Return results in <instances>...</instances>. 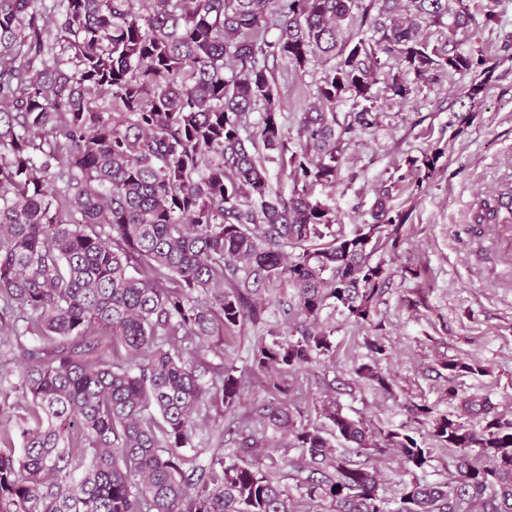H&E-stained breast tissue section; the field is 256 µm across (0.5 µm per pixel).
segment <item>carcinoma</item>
<instances>
[{
  "mask_svg": "<svg viewBox=\"0 0 512 512\" xmlns=\"http://www.w3.org/2000/svg\"><path fill=\"white\" fill-rule=\"evenodd\" d=\"M39 2L0 0V387L17 372L22 392V412L0 424V512H299L276 472L252 463L270 430L298 449L288 467L300 498L331 512H512V423L476 434L435 418L457 478L401 480L392 509L372 452L396 450L410 473L431 449L334 404L330 427L302 424L276 399L333 350L308 323L336 308L370 321L387 281L373 256L399 245L407 221L387 207L385 181L373 222L338 235L309 186L334 185L346 138L377 124L381 57L420 77L473 67L472 52L420 36L425 23L468 28L464 0H409L405 21L400 0ZM355 20L372 35L342 38ZM316 56L334 63L295 150L268 60L302 68ZM270 163L301 191L274 192ZM497 218L488 204L471 231ZM283 280L300 337L272 331L257 345L251 371L275 399L256 403L226 448L210 410L235 411L244 374L205 355L259 321L253 298ZM354 374L389 390L372 365ZM212 441L199 471L185 449Z\"/></svg>",
  "mask_w": 512,
  "mask_h": 512,
  "instance_id": "1",
  "label": "carcinoma"
}]
</instances>
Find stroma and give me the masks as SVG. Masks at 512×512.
<instances>
[{"mask_svg":"<svg viewBox=\"0 0 512 512\" xmlns=\"http://www.w3.org/2000/svg\"><path fill=\"white\" fill-rule=\"evenodd\" d=\"M490 26L468 33L424 27L434 45L474 49L480 62L467 72H440L430 80L391 63L381 67L374 87L381 112L374 128L347 140L331 187L311 194L332 211L335 228L350 233L371 221L376 190L388 177L397 183L388 201L409 219L396 251L380 255L389 280L369 323L358 325L340 311L325 310L320 328L335 346L329 356L299 372L290 397L295 418L323 424L320 408L337 401L343 414L373 430L400 428L431 451L416 477L447 481L456 473L454 449L432 436V417L413 415L426 405L433 415L461 420L474 432L483 415L468 413L470 400L487 401L493 416L512 423V224L474 234L471 224L484 200L512 195V0H499ZM276 93L292 141H299L297 118L313 104L312 92L330 64L314 58L295 70L285 58L272 60ZM409 87L401 99L387 89L391 79ZM479 94H472L476 83ZM437 155L432 176L412 170L409 159ZM292 290L278 283L259 299L265 324L244 322L224 337V359L248 371L252 351L267 329L288 332L278 300ZM378 338L385 353L372 357L365 346ZM471 364L454 373L447 364ZM370 364L386 375L383 391L363 381L352 385L353 370Z\"/></svg>","mask_w":512,"mask_h":512,"instance_id":"obj_1","label":"stroma"}]
</instances>
